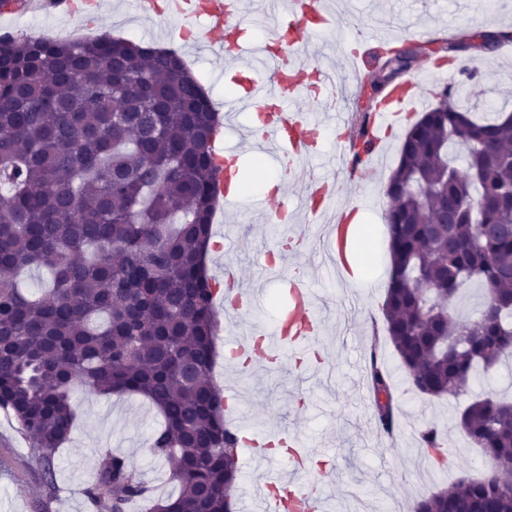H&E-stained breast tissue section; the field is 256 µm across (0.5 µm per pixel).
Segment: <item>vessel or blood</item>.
<instances>
[{"instance_id":"obj_1","label":"vessel or blood","mask_w":512,"mask_h":512,"mask_svg":"<svg viewBox=\"0 0 512 512\" xmlns=\"http://www.w3.org/2000/svg\"><path fill=\"white\" fill-rule=\"evenodd\" d=\"M144 5L147 12L166 20L206 23L211 46L227 61L250 56L249 75L227 109H250L262 115V124L248 133L250 145L256 151L275 155L282 186L295 182L296 170L304 158H315L324 130H335L339 150L314 164L301 207L310 220L326 222L322 241L327 266L338 274L348 272L352 226L349 217L335 204L337 191L350 185H365L369 173L376 171V162L393 131L423 106L431 85H454L461 74L460 64L424 66L423 77L407 79L390 93L386 105L368 113L356 139L351 140L345 135L346 113L333 108L338 93L334 74L304 61L305 42L298 35L302 29L315 37L327 30L334 15L326 0H289L292 27L274 24L268 37L252 46L243 38V0H144ZM394 36L397 35L390 28L365 26L348 56L354 73L363 74L373 51ZM308 98L326 107L325 117L304 110ZM238 180L235 158L222 160L216 183L228 201L237 197ZM292 255L293 246L289 243L265 252L256 270L261 287L249 288L242 282L230 281L224 291L225 310L238 313L262 308L266 284L280 280ZM319 333L315 296L306 284L298 283L291 288L290 301L274 323L259 339L239 340L235 352L275 369L280 365L283 348L289 346L306 353ZM308 453L301 437L292 435L289 448L281 452L287 477L273 475L258 481L245 505L247 512H323V487L307 471Z\"/></svg>"}]
</instances>
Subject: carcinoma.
Wrapping results in <instances>:
<instances>
[{"label":"carcinoma","instance_id":"1","mask_svg":"<svg viewBox=\"0 0 512 512\" xmlns=\"http://www.w3.org/2000/svg\"><path fill=\"white\" fill-rule=\"evenodd\" d=\"M448 37L444 60L465 42ZM391 71L410 68L386 49ZM0 408L51 469L76 413L75 388L137 394L163 417L150 453L180 485L150 512H230L239 438L209 378L215 289L207 273L222 122L183 59L124 38L0 39ZM428 109L407 133L387 194L392 276L385 331L427 398L471 393L476 369L512 358V113L477 119L463 99ZM444 224L431 236L426 228ZM49 271L33 296L20 277ZM475 316L459 320L466 285ZM376 421L394 425L389 375L373 368ZM495 455L493 480L462 476L414 512H512V401L477 397L457 417ZM433 424L420 445L448 459ZM149 487L101 453L86 494L95 512H128Z\"/></svg>","mask_w":512,"mask_h":512}]
</instances>
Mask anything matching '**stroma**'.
Segmentation results:
<instances>
[{
  "label": "stroma",
  "mask_w": 512,
  "mask_h": 512,
  "mask_svg": "<svg viewBox=\"0 0 512 512\" xmlns=\"http://www.w3.org/2000/svg\"><path fill=\"white\" fill-rule=\"evenodd\" d=\"M339 22L331 34L314 40L310 62L335 67L341 83L352 84L345 62L344 41L355 27L385 17L395 29L431 28L443 23L459 30L499 31L512 28V19H504L495 8L476 11L470 0H391L380 7L378 0H338L332 7ZM95 16L103 30L117 37L145 45L172 47L181 52L190 71L206 88L217 110L234 97L237 85L235 68L210 50L202 36L203 25H195L194 36L184 40L172 36V24L158 23L146 16L140 0H99ZM0 30L11 36L26 33L36 38L57 30L82 38L87 26L67 15L0 13ZM250 113H240L236 122L224 123L217 150H239V163L249 182L245 198L236 204H219L213 219V231L223 235V251L208 257V272L223 278L225 267L236 268L244 284H251L263 250L272 248L275 226L261 221L249 203L261 194L259 183L273 171L270 158L242 150L241 127L251 125ZM401 135H394L379 177L367 188L350 189L347 202L363 197L376 199L368 210L376 237H365V252L385 251L389 238L384 214L390 201L385 193L389 177L397 165ZM296 232L306 233L304 249L295 258L293 270L305 271L309 285L316 291L324 310L321 336L313 346L325 357L323 367H295L288 363L278 371L255 368L250 377L224 361L222 353L230 342L249 336L254 327L270 324L284 303L278 287H271L270 301L263 309L233 318L219 316L221 332L215 339L217 357L212 372L221 388L236 385L243 404L239 423L264 433L289 428L307 437L316 453L327 454L321 467V480L327 498V512H379L383 501L396 498L413 502L450 486L460 470L482 479L489 468H475L479 448L450 420L468 404V397L428 400L409 389L399 358L387 338H374V330L384 327L382 303L385 288L361 289L347 276L328 278L323 258L314 244L318 229H306L297 219ZM377 348L384 370L393 382L392 404L398 428L397 446H381L376 438V406L368 379L360 365L362 352ZM74 402L78 412L72 433L55 454L54 469L45 472L30 457L18 423L0 410V512H92L87 488L95 482L99 451L103 448L123 455L150 486L154 496L177 493L163 460L149 452V439L157 428V411L135 395L100 396L77 389ZM439 422L448 426L449 444L461 447L460 457L449 460L440 470L419 457L418 437L422 429Z\"/></svg>",
  "instance_id": "stroma-1"
}]
</instances>
